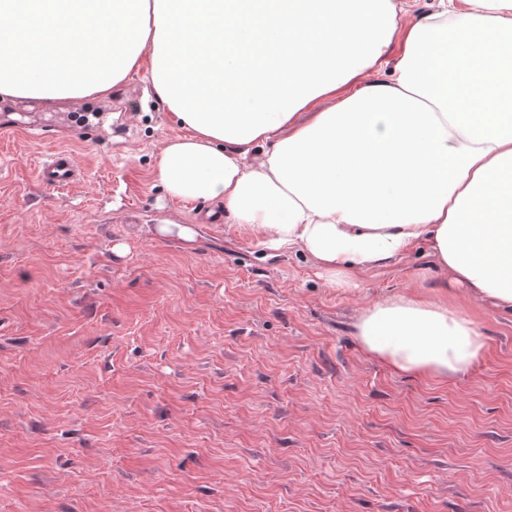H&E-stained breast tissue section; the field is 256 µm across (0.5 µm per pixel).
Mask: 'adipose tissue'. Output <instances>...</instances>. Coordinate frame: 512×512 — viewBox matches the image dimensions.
Segmentation results:
<instances>
[{"label":"adipose tissue","mask_w":512,"mask_h":512,"mask_svg":"<svg viewBox=\"0 0 512 512\" xmlns=\"http://www.w3.org/2000/svg\"><path fill=\"white\" fill-rule=\"evenodd\" d=\"M265 28L289 63L258 64L264 89H237L253 38L235 0H37L66 27L78 77L49 72L20 42L0 48V101L108 98L142 65L180 134L155 173L185 201L217 200L261 251L307 255L330 287L425 248L446 282L512 313V0H300ZM231 20L228 38L213 22ZM113 41L112 64L88 47ZM356 334L394 371L445 379L485 354L476 323L443 299L403 292L368 305Z\"/></svg>","instance_id":"ef3b65f1"}]
</instances>
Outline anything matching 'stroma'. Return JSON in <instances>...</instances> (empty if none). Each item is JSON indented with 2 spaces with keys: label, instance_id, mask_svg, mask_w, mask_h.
<instances>
[{
  "label": "stroma",
  "instance_id": "35a3bbf8",
  "mask_svg": "<svg viewBox=\"0 0 512 512\" xmlns=\"http://www.w3.org/2000/svg\"><path fill=\"white\" fill-rule=\"evenodd\" d=\"M130 74L111 98L0 105V512H512V316L448 291L488 344L447 379L393 371L361 310L438 295L418 250L329 287L217 201L171 198L180 127ZM57 149L81 177L40 182ZM194 225L185 244L153 229Z\"/></svg>",
  "mask_w": 512,
  "mask_h": 512
}]
</instances>
